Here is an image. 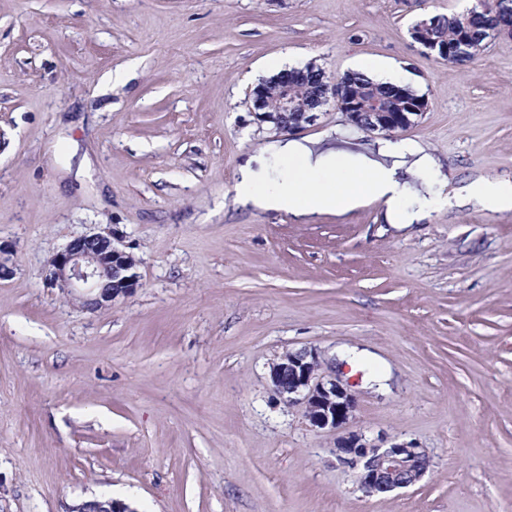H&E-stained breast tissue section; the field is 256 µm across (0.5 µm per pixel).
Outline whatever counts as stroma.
Returning <instances> with one entry per match:
<instances>
[{
    "label": "stroma",
    "instance_id": "35a3bbf8",
    "mask_svg": "<svg viewBox=\"0 0 512 512\" xmlns=\"http://www.w3.org/2000/svg\"><path fill=\"white\" fill-rule=\"evenodd\" d=\"M473 0H0V512H512V210L435 208L403 232L370 201L301 222L235 203L282 135L250 90L278 56L392 69L429 106L399 139L437 180L512 173V37L452 65L414 21ZM376 143L324 109L297 139ZM115 231L140 285L82 309L50 256ZM368 349L340 372L350 425L424 448L417 484L368 497L336 434L283 404L286 352ZM392 392L373 389L380 368ZM70 512H135L125 502L113 498L87 499L75 506Z\"/></svg>",
    "mask_w": 512,
    "mask_h": 512
}]
</instances>
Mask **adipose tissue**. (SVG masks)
Here are the masks:
<instances>
[{
    "label": "adipose tissue",
    "mask_w": 512,
    "mask_h": 512,
    "mask_svg": "<svg viewBox=\"0 0 512 512\" xmlns=\"http://www.w3.org/2000/svg\"><path fill=\"white\" fill-rule=\"evenodd\" d=\"M274 155L288 169L279 181L267 184L243 170L233 186L236 201L261 210H279L304 219L325 212H349L369 201L386 205L385 218L402 230L417 222L419 212L402 203L400 169L429 180L438 166L434 155L418 142L384 140L377 148L337 149L322 141L284 140L272 144ZM437 201L448 207L473 204L483 210H512V179L477 178L455 190L440 193Z\"/></svg>",
    "instance_id": "ef3b65f1"
}]
</instances>
